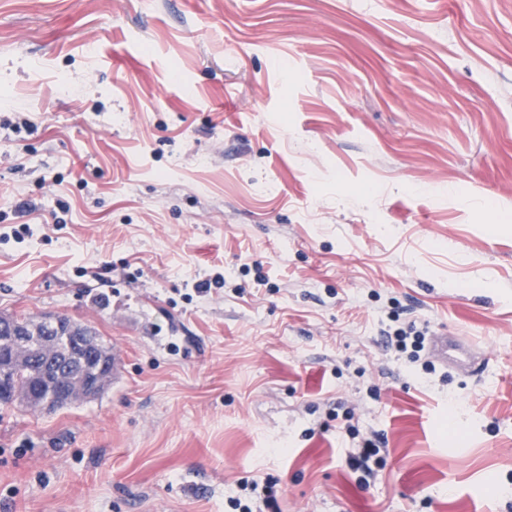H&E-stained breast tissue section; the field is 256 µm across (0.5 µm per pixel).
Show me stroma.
I'll return each mask as SVG.
<instances>
[{"label":"stroma","instance_id":"obj_1","mask_svg":"<svg viewBox=\"0 0 512 512\" xmlns=\"http://www.w3.org/2000/svg\"><path fill=\"white\" fill-rule=\"evenodd\" d=\"M1 312L123 368L0 406V512H512V0H0ZM390 344L396 353H408L409 362L416 363L421 359L425 349L427 331L419 329L415 323L396 328L391 334L388 332ZM410 349V351H409ZM429 348L431 353L446 367L458 368L468 365L472 376H478L485 369V362L477 360L470 344L456 338H450L444 333L430 336ZM100 343H101V348L103 349V352L107 356L108 360L111 362L112 367L110 369H108V371L105 373V375L98 382H96V386H100V385L104 384L111 377V375H112L111 383H115L116 380L119 378L120 373L122 371V357H121L120 349H118L114 345L112 347L106 346L105 344H103V342L101 340H100ZM107 387L105 389L102 388V390L99 393H97L96 396L93 397V399L101 396L105 392ZM360 453L358 456H351L349 459V466L354 471H360L364 474L361 479H366V476H370L373 473L369 462L374 456H377L380 449L375 447V444L370 440H363L361 442ZM276 485L274 482L266 481L256 499L243 501L240 497L231 498L227 502L228 507L232 509L231 512H263L261 505L265 508H273L278 494Z\"/></svg>","mask_w":512,"mask_h":512}]
</instances>
